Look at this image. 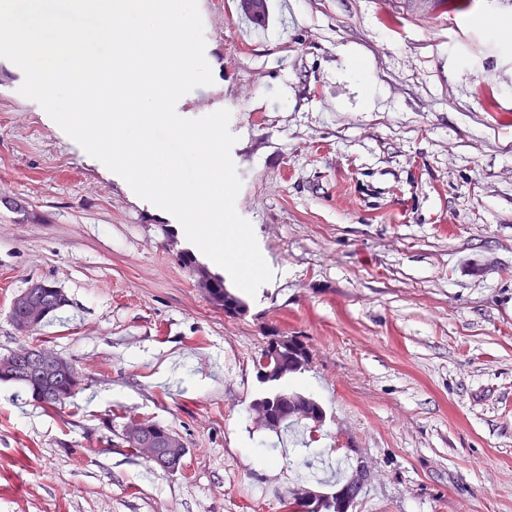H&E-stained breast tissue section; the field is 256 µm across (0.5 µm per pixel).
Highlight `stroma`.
Masks as SVG:
<instances>
[{
	"instance_id": "stroma-1",
	"label": "stroma",
	"mask_w": 512,
	"mask_h": 512,
	"mask_svg": "<svg viewBox=\"0 0 512 512\" xmlns=\"http://www.w3.org/2000/svg\"><path fill=\"white\" fill-rule=\"evenodd\" d=\"M198 3L214 82L176 111H230L237 211L288 276L214 308L180 223L1 83L0 355L85 381L55 411L0 382V512H281L359 459L354 512H512V44L486 25L512 0H289L249 40L237 0ZM36 280L70 304L23 335ZM281 335L313 351L290 387L326 410L314 443L248 413ZM133 418L178 433L180 471L134 455Z\"/></svg>"
}]
</instances>
